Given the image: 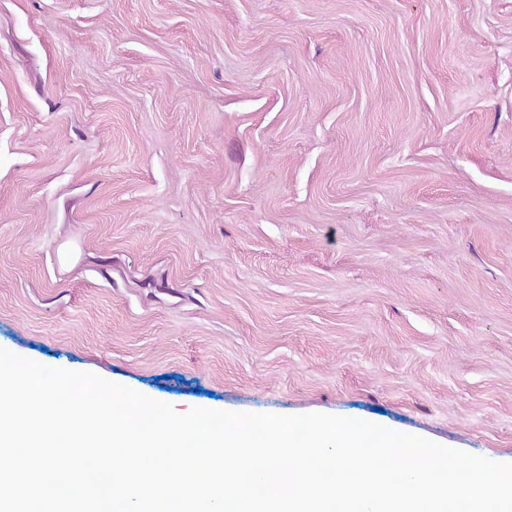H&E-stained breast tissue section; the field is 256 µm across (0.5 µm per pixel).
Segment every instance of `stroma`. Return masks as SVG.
Here are the masks:
<instances>
[{"label": "stroma", "mask_w": 512, "mask_h": 512, "mask_svg": "<svg viewBox=\"0 0 512 512\" xmlns=\"http://www.w3.org/2000/svg\"><path fill=\"white\" fill-rule=\"evenodd\" d=\"M0 348L512 463V0H0Z\"/></svg>", "instance_id": "1"}]
</instances>
